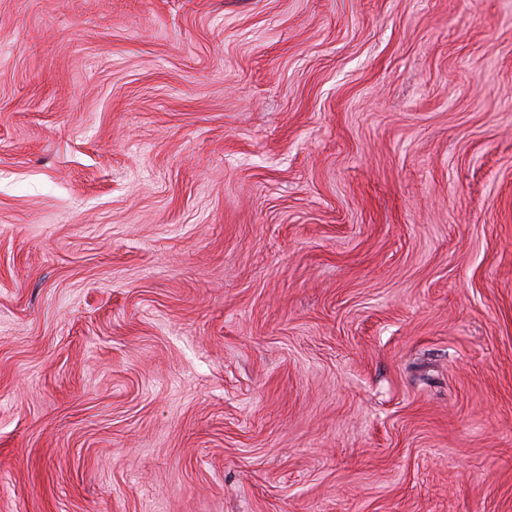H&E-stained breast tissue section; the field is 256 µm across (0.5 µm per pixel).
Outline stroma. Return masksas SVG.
Returning <instances> with one entry per match:
<instances>
[{"instance_id": "1", "label": "stroma", "mask_w": 512, "mask_h": 512, "mask_svg": "<svg viewBox=\"0 0 512 512\" xmlns=\"http://www.w3.org/2000/svg\"><path fill=\"white\" fill-rule=\"evenodd\" d=\"M0 512H512V0H0Z\"/></svg>"}]
</instances>
